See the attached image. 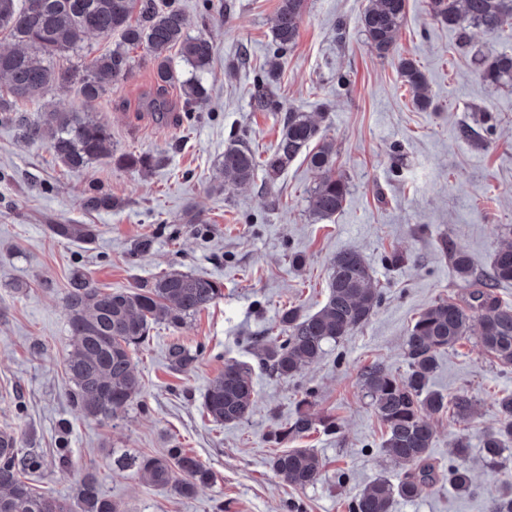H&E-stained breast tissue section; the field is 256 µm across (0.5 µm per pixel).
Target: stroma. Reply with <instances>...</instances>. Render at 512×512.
Returning a JSON list of instances; mask_svg holds the SVG:
<instances>
[{
	"label": "stroma",
	"mask_w": 512,
	"mask_h": 512,
	"mask_svg": "<svg viewBox=\"0 0 512 512\" xmlns=\"http://www.w3.org/2000/svg\"><path fill=\"white\" fill-rule=\"evenodd\" d=\"M178 3L189 34L215 46L204 75L206 107L186 111L173 85L164 94L168 117L158 120L153 63L135 48L130 74L96 103L65 87L47 96L50 111L85 113L111 129L109 154L82 171L68 170L47 146L22 141L17 125L0 124V429L15 430L21 454L40 458V469L27 474L34 488L61 499L72 498L89 466L127 512H286L290 501L301 512H350L366 485L398 483L404 472L382 446L386 428L361 387L362 368L381 361L405 371L406 338L419 314L462 296L452 252L465 253L482 277L496 250L512 240V88L480 78L492 53L512 51V21L491 35L474 26L462 35L432 20L427 0H407L396 52L383 57L359 24L367 0H305L299 37L270 86L279 109L262 112L251 93L274 50L278 0ZM402 57L425 73L430 108H417L398 72ZM294 110L319 123L349 185L332 218L309 208L319 176L305 158L271 183L260 174L236 187L219 177L229 143L243 140L266 156L279 139L282 113ZM465 127L474 137L462 136ZM116 153L149 154L157 163L147 172L122 168L112 162ZM88 192L111 197V209H83ZM52 224H88L97 236L90 243L61 240L50 234ZM145 238L151 251L135 254ZM347 248L363 255L381 293L368 323L293 378L255 372L257 404L248 420L210 422L201 395L225 361L257 364L253 341L277 335L283 311H318L331 260ZM171 270L219 282L220 299L178 329L155 325L134 357L144 377L141 395L115 418H84L64 367L72 274L127 289ZM175 336L198 353L185 372L167 359ZM430 386L474 396L477 411L468 421L431 417L439 479L413 499H395L390 512H488L489 491L512 482V460L491 468L480 437L497 424L496 399L512 393V369L499 367L473 332L440 355ZM307 391L314 394L311 413L335 416L340 429L294 440L325 462L319 480L301 489L278 477L269 459L280 450L273 434ZM459 436L470 442L473 495L459 493L448 478V452ZM63 444L68 467L57 462ZM175 447L192 451L215 482L178 498L119 463Z\"/></svg>",
	"instance_id": "35a3bbf8"
}]
</instances>
